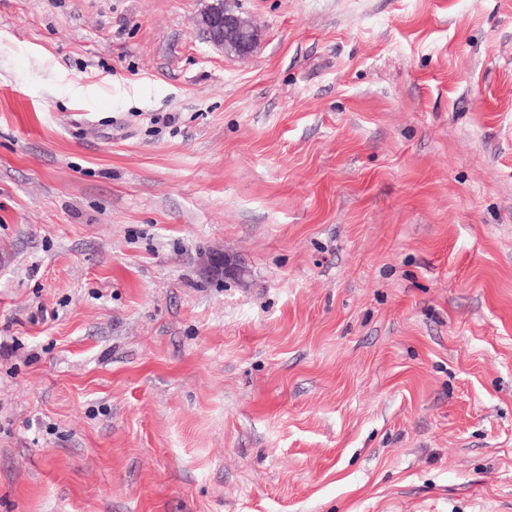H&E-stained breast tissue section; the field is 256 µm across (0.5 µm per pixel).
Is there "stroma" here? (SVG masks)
I'll list each match as a JSON object with an SVG mask.
<instances>
[{"instance_id":"stroma-1","label":"stroma","mask_w":512,"mask_h":512,"mask_svg":"<svg viewBox=\"0 0 512 512\" xmlns=\"http://www.w3.org/2000/svg\"><path fill=\"white\" fill-rule=\"evenodd\" d=\"M206 4L0 0V512H512V0ZM231 0H211L197 20L209 42L228 56L251 55L260 40L259 29L232 9ZM207 265L210 272L215 276L241 280L246 275V270L230 255H214L208 258Z\"/></svg>"}]
</instances>
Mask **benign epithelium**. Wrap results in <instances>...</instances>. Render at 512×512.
Here are the masks:
<instances>
[{"label": "benign epithelium", "instance_id": "7a95c632", "mask_svg": "<svg viewBox=\"0 0 512 512\" xmlns=\"http://www.w3.org/2000/svg\"><path fill=\"white\" fill-rule=\"evenodd\" d=\"M233 0H209L197 20L209 42L228 56L244 58L251 55L260 40L259 29L232 9ZM207 265L215 276L241 280L246 270L229 255H214Z\"/></svg>", "mask_w": 512, "mask_h": 512}]
</instances>
